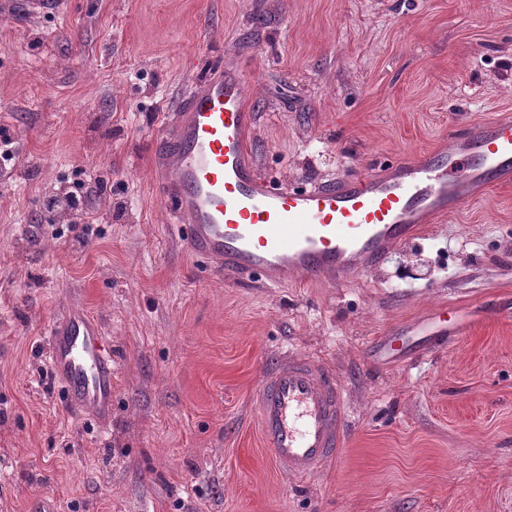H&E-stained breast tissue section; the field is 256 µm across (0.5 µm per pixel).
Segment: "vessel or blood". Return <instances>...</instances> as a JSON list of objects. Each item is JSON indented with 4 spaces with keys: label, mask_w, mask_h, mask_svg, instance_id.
I'll use <instances>...</instances> for the list:
<instances>
[{
    "label": "vessel or blood",
    "mask_w": 512,
    "mask_h": 512,
    "mask_svg": "<svg viewBox=\"0 0 512 512\" xmlns=\"http://www.w3.org/2000/svg\"><path fill=\"white\" fill-rule=\"evenodd\" d=\"M257 114L246 78L229 59L198 80L157 140L159 192L185 251L208 272L261 281L341 285L384 264L399 247L461 204L512 182V117L454 133L448 149L406 156L372 175L318 184L275 183L258 172L249 137ZM440 311L416 340L378 339L373 356L406 363L444 336ZM46 365L66 407L108 432L112 421V344L101 321L73 306L50 327ZM261 434L276 467L309 477L336 460L347 431L345 392L319 359L276 361L257 398Z\"/></svg>",
    "instance_id": "vessel-or-blood-1"
}]
</instances>
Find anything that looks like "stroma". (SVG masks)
Here are the masks:
<instances>
[{
    "instance_id": "35a3bbf8",
    "label": "stroma",
    "mask_w": 512,
    "mask_h": 512,
    "mask_svg": "<svg viewBox=\"0 0 512 512\" xmlns=\"http://www.w3.org/2000/svg\"><path fill=\"white\" fill-rule=\"evenodd\" d=\"M244 64L263 175L318 184L448 147L512 116V0H0V512H512V184L379 269L269 288L182 248L154 146L198 73ZM93 178L91 221L50 198ZM112 342V426L69 410L46 366L70 306ZM476 309L398 367L373 340ZM342 382L336 461L281 474L255 409L278 358Z\"/></svg>"
}]
</instances>
